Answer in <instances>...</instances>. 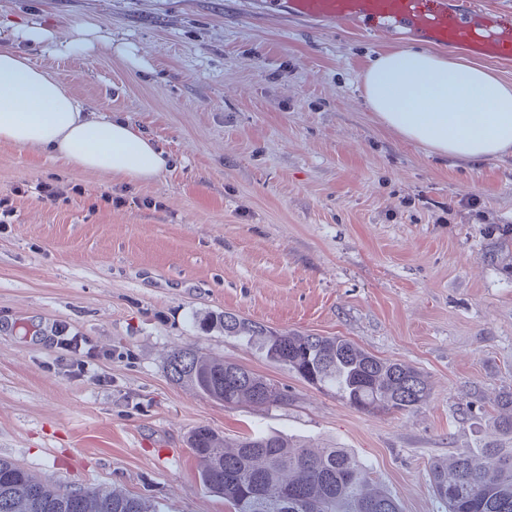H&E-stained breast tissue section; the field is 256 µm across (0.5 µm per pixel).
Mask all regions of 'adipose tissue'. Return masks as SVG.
Wrapping results in <instances>:
<instances>
[{
  "instance_id": "obj_1",
  "label": "adipose tissue",
  "mask_w": 512,
  "mask_h": 512,
  "mask_svg": "<svg viewBox=\"0 0 512 512\" xmlns=\"http://www.w3.org/2000/svg\"><path fill=\"white\" fill-rule=\"evenodd\" d=\"M105 40L91 21L75 40L36 21L0 27V143L43 148L82 169L148 181L165 170L163 151L128 121L85 110L23 52L40 44L61 56L76 48L91 55ZM363 93L384 125L435 153L473 159L512 151V86L484 67L425 50H393L365 72Z\"/></svg>"
}]
</instances>
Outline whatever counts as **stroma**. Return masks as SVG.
<instances>
[{
    "instance_id": "stroma-1",
    "label": "stroma",
    "mask_w": 512,
    "mask_h": 512,
    "mask_svg": "<svg viewBox=\"0 0 512 512\" xmlns=\"http://www.w3.org/2000/svg\"><path fill=\"white\" fill-rule=\"evenodd\" d=\"M112 47L29 49L87 110L119 115L169 158L132 183L42 149L0 144V457L48 484L110 486L161 512H229L199 478L188 433L292 434L348 449L402 512H445L429 466L478 448L512 391V152L439 155L383 125L362 77L387 50L425 48L317 27L254 0H0V23ZM132 46L136 60L118 54ZM47 181L54 205L27 193ZM344 336L431 385L406 415L358 412L199 317ZM98 357L70 372L59 331ZM193 345L288 391L228 408L172 384Z\"/></svg>"
}]
</instances>
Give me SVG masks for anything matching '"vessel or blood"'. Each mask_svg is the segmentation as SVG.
I'll use <instances>...</instances> for the list:
<instances>
[{"instance_id":"vessel-or-blood-1","label":"vessel or blood","mask_w":512,"mask_h":512,"mask_svg":"<svg viewBox=\"0 0 512 512\" xmlns=\"http://www.w3.org/2000/svg\"><path fill=\"white\" fill-rule=\"evenodd\" d=\"M284 3L288 16L339 25L379 40L407 30L437 46L512 62V12L483 0H266Z\"/></svg>"}]
</instances>
